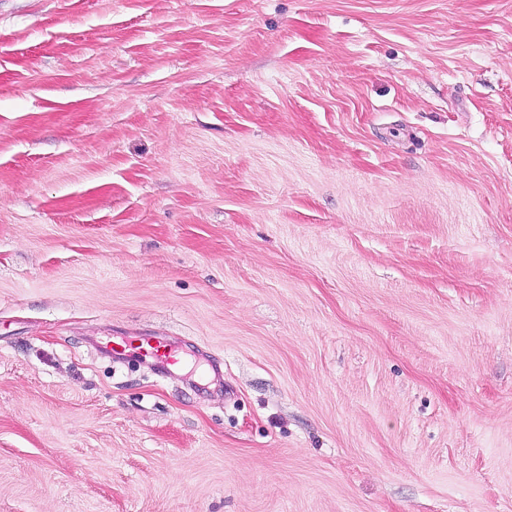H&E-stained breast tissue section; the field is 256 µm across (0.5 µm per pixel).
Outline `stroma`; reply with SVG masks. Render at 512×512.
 <instances>
[{"instance_id":"obj_1","label":"stroma","mask_w":512,"mask_h":512,"mask_svg":"<svg viewBox=\"0 0 512 512\" xmlns=\"http://www.w3.org/2000/svg\"><path fill=\"white\" fill-rule=\"evenodd\" d=\"M0 512H512V0H0Z\"/></svg>"}]
</instances>
